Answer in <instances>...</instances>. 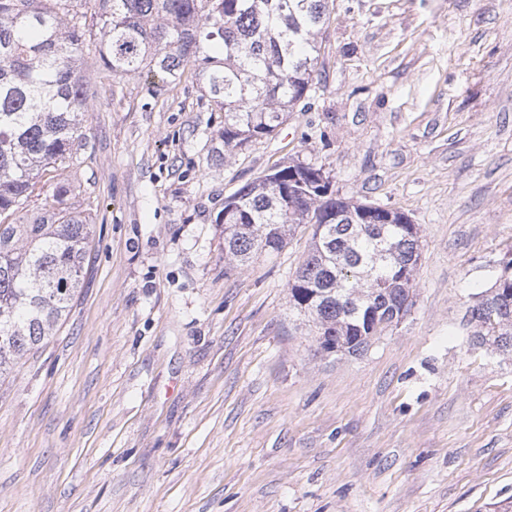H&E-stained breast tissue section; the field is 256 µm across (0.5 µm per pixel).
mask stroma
<instances>
[{"label":"stroma","instance_id":"stroma-1","mask_svg":"<svg viewBox=\"0 0 512 512\" xmlns=\"http://www.w3.org/2000/svg\"><path fill=\"white\" fill-rule=\"evenodd\" d=\"M312 87L224 149L205 81L85 53L90 238L52 337L0 381V512H512V356L468 310L512 253V0H329ZM420 229L414 304L319 353L309 233L232 267L224 199L276 165Z\"/></svg>","mask_w":512,"mask_h":512}]
</instances>
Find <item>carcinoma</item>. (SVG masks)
I'll return each mask as SVG.
<instances>
[{
  "mask_svg": "<svg viewBox=\"0 0 512 512\" xmlns=\"http://www.w3.org/2000/svg\"><path fill=\"white\" fill-rule=\"evenodd\" d=\"M0 0V378L51 336L81 288L90 225L67 203L65 172L92 148L80 115L94 95L84 53L96 44L112 74L156 69L171 82L196 67L224 110V146L274 133L312 86L316 29L328 0ZM216 43L224 60L206 52ZM288 193L266 179L224 199V254L243 266L278 254L308 225L306 258L288 283L290 303L317 336L344 352L371 343L369 316L401 321L413 305L418 228L397 209L351 203L331 191L323 167L281 168ZM44 199V208L30 203ZM471 336L512 355V269L474 295Z\"/></svg>",
  "mask_w": 512,
  "mask_h": 512,
  "instance_id": "cac0c4a2",
  "label": "carcinoma"
}]
</instances>
